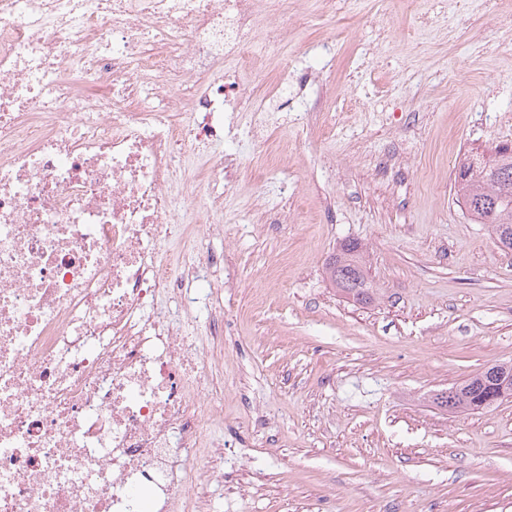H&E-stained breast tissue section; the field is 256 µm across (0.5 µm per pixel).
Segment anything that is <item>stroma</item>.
<instances>
[{"mask_svg": "<svg viewBox=\"0 0 512 512\" xmlns=\"http://www.w3.org/2000/svg\"><path fill=\"white\" fill-rule=\"evenodd\" d=\"M302 15L275 52L256 47L257 75L316 69L302 95L341 118L294 127L282 112L265 147L245 132L229 189L204 186L212 208L200 251L202 301L184 321L224 308V480L213 512H512V398L448 412L434 394L512 363V251L472 223L453 196L459 162L512 143V0H288ZM336 42L320 54L324 39ZM288 207L261 224L256 206ZM358 241L370 304L330 282L342 242ZM236 287H224L227 277Z\"/></svg>", "mask_w": 512, "mask_h": 512, "instance_id": "stroma-1", "label": "stroma"}]
</instances>
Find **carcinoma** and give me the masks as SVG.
<instances>
[{"instance_id": "cac0c4a2", "label": "carcinoma", "mask_w": 512, "mask_h": 512, "mask_svg": "<svg viewBox=\"0 0 512 512\" xmlns=\"http://www.w3.org/2000/svg\"><path fill=\"white\" fill-rule=\"evenodd\" d=\"M467 164L454 176L457 201L476 224L491 228L499 247L512 251V152L466 156ZM332 283L355 302L367 304L373 287L366 278L359 242H344L329 262ZM512 396V365L500 364L448 389V397L435 398L437 406L455 413L480 410Z\"/></svg>"}]
</instances>
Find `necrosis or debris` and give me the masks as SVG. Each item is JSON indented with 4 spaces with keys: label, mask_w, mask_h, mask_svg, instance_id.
Wrapping results in <instances>:
<instances>
[{
    "label": "necrosis or debris",
    "mask_w": 512,
    "mask_h": 512,
    "mask_svg": "<svg viewBox=\"0 0 512 512\" xmlns=\"http://www.w3.org/2000/svg\"><path fill=\"white\" fill-rule=\"evenodd\" d=\"M257 2L0 0V512H207L223 358L162 303L196 300L171 191L288 31Z\"/></svg>",
    "instance_id": "necrosis-or-debris-1"
}]
</instances>
